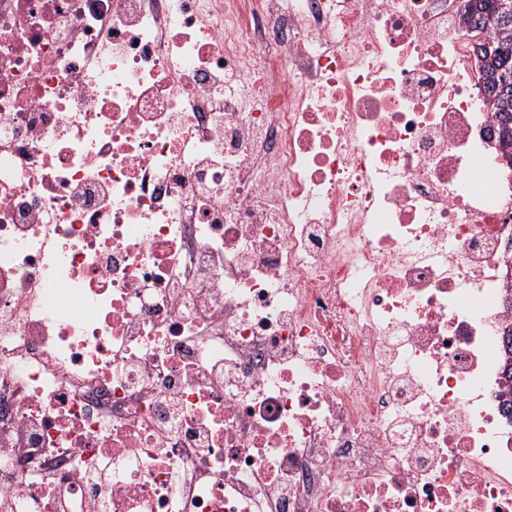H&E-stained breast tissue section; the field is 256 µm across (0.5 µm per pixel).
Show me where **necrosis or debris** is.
Here are the masks:
<instances>
[{"instance_id": "necrosis-or-debris-1", "label": "necrosis or debris", "mask_w": 512, "mask_h": 512, "mask_svg": "<svg viewBox=\"0 0 512 512\" xmlns=\"http://www.w3.org/2000/svg\"><path fill=\"white\" fill-rule=\"evenodd\" d=\"M457 0H0V512H512V169Z\"/></svg>"}]
</instances>
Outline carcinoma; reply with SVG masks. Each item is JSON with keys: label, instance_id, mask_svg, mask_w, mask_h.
<instances>
[{"label": "carcinoma", "instance_id": "cac0c4a2", "mask_svg": "<svg viewBox=\"0 0 512 512\" xmlns=\"http://www.w3.org/2000/svg\"><path fill=\"white\" fill-rule=\"evenodd\" d=\"M463 24L487 32L475 44L486 107L501 150L512 162V0H465Z\"/></svg>", "mask_w": 512, "mask_h": 512}]
</instances>
